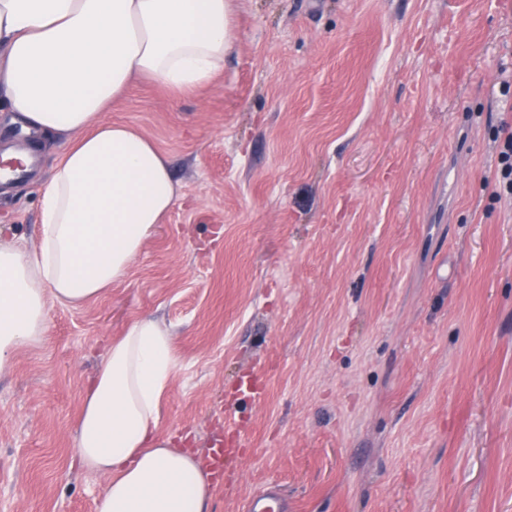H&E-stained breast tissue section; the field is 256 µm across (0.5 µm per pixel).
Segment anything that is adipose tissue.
<instances>
[{"label": "adipose tissue", "mask_w": 512, "mask_h": 512, "mask_svg": "<svg viewBox=\"0 0 512 512\" xmlns=\"http://www.w3.org/2000/svg\"><path fill=\"white\" fill-rule=\"evenodd\" d=\"M234 0H0V112L62 141L41 189V245L0 247V370L48 334L50 302L80 305L122 279L178 188L147 136L104 117L134 79L209 85L230 51ZM177 365L170 331L133 322L109 342L76 428L80 468L107 486L97 512H208L195 455L161 436Z\"/></svg>", "instance_id": "obj_1"}]
</instances>
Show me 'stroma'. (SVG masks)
<instances>
[{
  "label": "stroma",
  "instance_id": "35a3bbf8",
  "mask_svg": "<svg viewBox=\"0 0 512 512\" xmlns=\"http://www.w3.org/2000/svg\"><path fill=\"white\" fill-rule=\"evenodd\" d=\"M212 85L145 78L106 119L166 154L179 198L127 275L0 372V512H96L76 462L85 390L136 320L179 366L162 432L249 436L209 512L275 486L289 512H512V0H236ZM45 142L0 196V242L40 244ZM501 134L497 184L499 188L512 193V127L505 126Z\"/></svg>",
  "mask_w": 512,
  "mask_h": 512
}]
</instances>
